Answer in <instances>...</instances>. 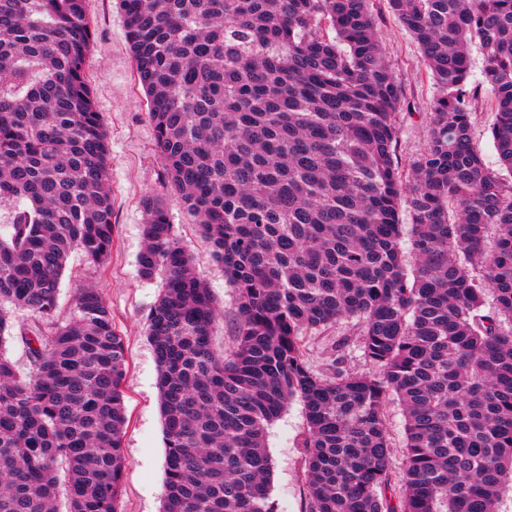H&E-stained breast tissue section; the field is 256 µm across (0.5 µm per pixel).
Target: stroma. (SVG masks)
<instances>
[{"label": "stroma", "mask_w": 512, "mask_h": 512, "mask_svg": "<svg viewBox=\"0 0 512 512\" xmlns=\"http://www.w3.org/2000/svg\"><path fill=\"white\" fill-rule=\"evenodd\" d=\"M371 7L379 16L386 58L404 90L397 127L399 158L406 168L422 150L429 112L440 90L417 45L389 12L385 0H372ZM87 13L94 30L89 80L109 142V187L114 201L112 253L101 266L87 264L80 253L71 255L61 280L57 316L62 323L72 318L80 289L90 285L102 289L127 359L123 387L125 471L119 510L163 512V420L157 365L146 335L147 315L161 294V281L141 278L137 263L144 245L147 199L164 202L174 236L191 254L211 291L217 313L213 345L220 352L229 351L233 345L236 297L225 282L222 266L212 256L209 240L166 179L117 0H88ZM305 428L303 404L295 399L267 429L266 446L273 464L271 499L276 512H307L305 462L298 446Z\"/></svg>", "instance_id": "obj_1"}]
</instances>
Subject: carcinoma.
Returning <instances> with one entry per match:
<instances>
[{
    "label": "carcinoma",
    "mask_w": 512,
    "mask_h": 512,
    "mask_svg": "<svg viewBox=\"0 0 512 512\" xmlns=\"http://www.w3.org/2000/svg\"><path fill=\"white\" fill-rule=\"evenodd\" d=\"M387 4L441 89L406 180L369 0H118L168 183L237 296L224 357L209 289L146 200L164 512H275L266 430L295 398L308 512H496L512 483V0ZM92 41L86 0H0V512H57L62 493L68 512H119L123 339L95 287L55 322L71 253L112 251ZM474 41L495 164L472 144ZM13 309L35 317L17 334ZM344 322L355 334L311 365L310 337ZM349 346L368 370L343 368ZM388 430L393 445L397 447L392 458V468L397 474L402 462L400 447L404 443V416L401 407L397 403L388 407Z\"/></svg>",
    "instance_id": "carcinoma-1"
}]
</instances>
